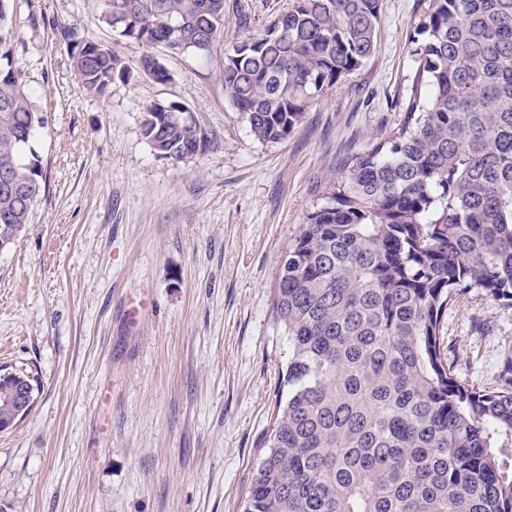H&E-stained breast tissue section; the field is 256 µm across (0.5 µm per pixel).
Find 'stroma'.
<instances>
[{"mask_svg": "<svg viewBox=\"0 0 512 512\" xmlns=\"http://www.w3.org/2000/svg\"><path fill=\"white\" fill-rule=\"evenodd\" d=\"M291 0H225L210 57L121 38L98 0H17L15 60L47 116L35 149L46 190L0 253V366L38 379L0 433V512H242L284 391L288 339L272 295L339 162L400 119L428 0H384L377 49L283 141L259 142L224 96L225 47ZM110 49L127 76L88 94L67 30ZM161 59L171 79L140 70ZM189 106L214 142L181 162L141 131L156 102ZM456 374L495 386L512 307L471 289L442 321Z\"/></svg>", "mask_w": 512, "mask_h": 512, "instance_id": "35a3bbf8", "label": "stroma"}]
</instances>
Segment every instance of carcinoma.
<instances>
[{
  "instance_id": "carcinoma-1",
  "label": "carcinoma",
  "mask_w": 512,
  "mask_h": 512,
  "mask_svg": "<svg viewBox=\"0 0 512 512\" xmlns=\"http://www.w3.org/2000/svg\"><path fill=\"white\" fill-rule=\"evenodd\" d=\"M383 0H292L263 33L224 49V95L262 143L288 137L327 90L375 52ZM0 0V224L19 238L45 190L33 146L45 118L12 61ZM99 20L142 45L209 57L224 0H102ZM71 58L103 96L125 69L77 32ZM403 115L341 162L286 246L273 313L288 337V395L243 512H512V358L493 388L459 378L440 325L471 288L512 306V0H429L410 40ZM141 70L170 80L146 54ZM182 104L156 102L142 135L183 161L211 139ZM0 382V423L14 418Z\"/></svg>"
}]
</instances>
